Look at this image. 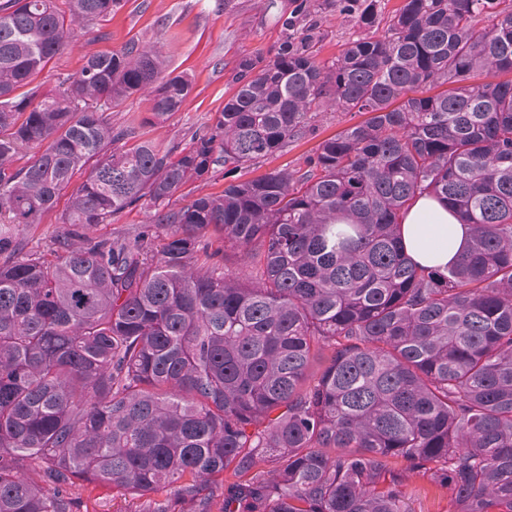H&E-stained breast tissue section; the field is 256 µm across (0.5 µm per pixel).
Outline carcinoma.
Instances as JSON below:
<instances>
[{
  "label": "carcinoma",
  "mask_w": 512,
  "mask_h": 512,
  "mask_svg": "<svg viewBox=\"0 0 512 512\" xmlns=\"http://www.w3.org/2000/svg\"><path fill=\"white\" fill-rule=\"evenodd\" d=\"M119 4L0 3V512H76L84 484L142 512H412V474L456 512H512V80L468 83L512 73V9L404 0L326 64L314 5L294 0L275 55L239 60L211 131L175 157L110 121L133 95L154 123L179 110L191 83L156 50L92 54L39 102L22 91ZM381 12L369 0L358 23ZM327 106L368 118L303 173L171 203ZM82 171L66 234L18 254L12 225L39 223ZM424 192L473 227L443 270L400 244ZM133 206L160 247L90 236Z\"/></svg>",
  "instance_id": "1"
}]
</instances>
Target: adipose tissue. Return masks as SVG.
Wrapping results in <instances>:
<instances>
[{"label":"adipose tissue","mask_w":512,"mask_h":512,"mask_svg":"<svg viewBox=\"0 0 512 512\" xmlns=\"http://www.w3.org/2000/svg\"><path fill=\"white\" fill-rule=\"evenodd\" d=\"M470 237V225L460 223L455 213L427 194L414 201L402 221L403 250L421 266L447 267L459 258Z\"/></svg>","instance_id":"1"}]
</instances>
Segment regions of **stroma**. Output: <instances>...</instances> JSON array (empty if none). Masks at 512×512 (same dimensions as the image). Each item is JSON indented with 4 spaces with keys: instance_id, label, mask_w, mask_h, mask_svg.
Instances as JSON below:
<instances>
[{
    "instance_id": "35a3bbf8",
    "label": "stroma",
    "mask_w": 512,
    "mask_h": 512,
    "mask_svg": "<svg viewBox=\"0 0 512 512\" xmlns=\"http://www.w3.org/2000/svg\"><path fill=\"white\" fill-rule=\"evenodd\" d=\"M293 0H122L112 14L90 21L73 42L54 57L35 84L40 93L57 89L59 77L77 74L85 55L108 52L134 42L157 49L175 73L187 74L192 90L165 123L150 124V103L132 96L112 114L114 129H133V141L154 140L165 148L182 150L193 138L209 133L224 102L235 90L233 81L241 57H272L281 41V15L289 13ZM321 36L318 58L333 60L345 43L362 35L353 16L332 6L312 13ZM359 113L329 107L310 120L302 133L274 155L240 166L232 176L216 171L181 188L172 202L181 205L198 196L220 193L225 181L244 182L277 169L299 170L326 139L362 122ZM68 205L60 197L40 223L16 228L15 238L25 251L47 250L54 237L67 231L60 220ZM159 237L163 230L152 224L144 209L133 207L98 225L94 236L140 233ZM79 512H137L139 503L112 487L85 485L78 489Z\"/></svg>"
}]
</instances>
